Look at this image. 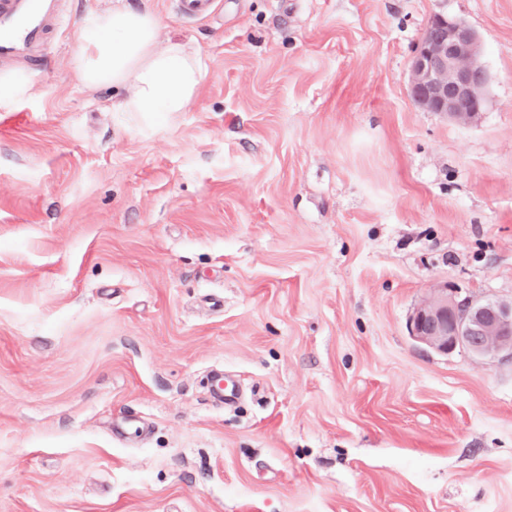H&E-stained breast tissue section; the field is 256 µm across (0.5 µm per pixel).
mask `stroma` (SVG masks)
Segmentation results:
<instances>
[{
    "label": "stroma",
    "mask_w": 512,
    "mask_h": 512,
    "mask_svg": "<svg viewBox=\"0 0 512 512\" xmlns=\"http://www.w3.org/2000/svg\"><path fill=\"white\" fill-rule=\"evenodd\" d=\"M115 5L201 48L185 111L83 87ZM64 9L46 70L0 62V512H512V361L406 326L512 300V0ZM437 13L484 45L469 125L410 96ZM214 4L215 0H175V10L180 18L208 17Z\"/></svg>",
    "instance_id": "obj_1"
}]
</instances>
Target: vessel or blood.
<instances>
[{
    "label": "vessel or blood",
    "mask_w": 512,
    "mask_h": 512,
    "mask_svg": "<svg viewBox=\"0 0 512 512\" xmlns=\"http://www.w3.org/2000/svg\"><path fill=\"white\" fill-rule=\"evenodd\" d=\"M215 0H175L178 17L209 16ZM63 21V0H0V61L39 69L50 56L51 36Z\"/></svg>",
    "instance_id": "b4317fda"
}]
</instances>
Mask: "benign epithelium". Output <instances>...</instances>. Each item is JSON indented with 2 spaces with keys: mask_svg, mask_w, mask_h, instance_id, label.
Masks as SVG:
<instances>
[{
  "mask_svg": "<svg viewBox=\"0 0 512 512\" xmlns=\"http://www.w3.org/2000/svg\"><path fill=\"white\" fill-rule=\"evenodd\" d=\"M478 33L460 18L434 15L408 73L416 106L452 122H474L486 106L488 78ZM411 339L440 355L463 350L481 361L512 360V300L461 295L444 282L412 309Z\"/></svg>",
  "mask_w": 512,
  "mask_h": 512,
  "instance_id": "benign-epithelium-1",
  "label": "benign epithelium"
}]
</instances>
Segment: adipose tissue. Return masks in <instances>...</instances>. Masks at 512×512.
I'll return each mask as SVG.
<instances>
[{"mask_svg":"<svg viewBox=\"0 0 512 512\" xmlns=\"http://www.w3.org/2000/svg\"><path fill=\"white\" fill-rule=\"evenodd\" d=\"M82 25L95 33L75 57V69L88 89L121 88L124 112L184 111L204 78L199 50L179 41L158 49L160 21L146 9L91 11Z\"/></svg>","mask_w":512,"mask_h":512,"instance_id":"obj_1","label":"adipose tissue"}]
</instances>
